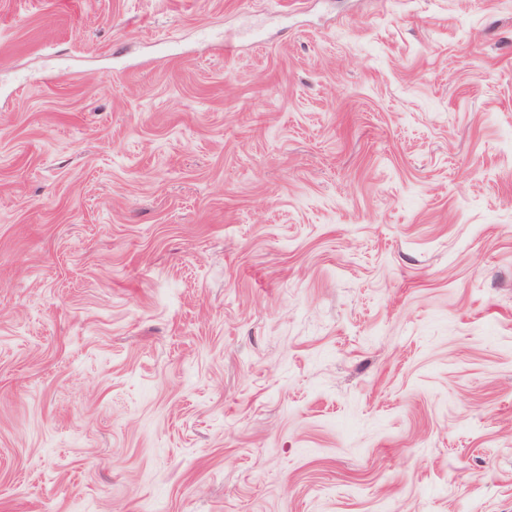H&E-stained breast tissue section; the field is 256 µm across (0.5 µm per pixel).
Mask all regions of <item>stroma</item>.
Segmentation results:
<instances>
[{"instance_id":"35a3bbf8","label":"stroma","mask_w":512,"mask_h":512,"mask_svg":"<svg viewBox=\"0 0 512 512\" xmlns=\"http://www.w3.org/2000/svg\"><path fill=\"white\" fill-rule=\"evenodd\" d=\"M0 512H512V0H0Z\"/></svg>"}]
</instances>
